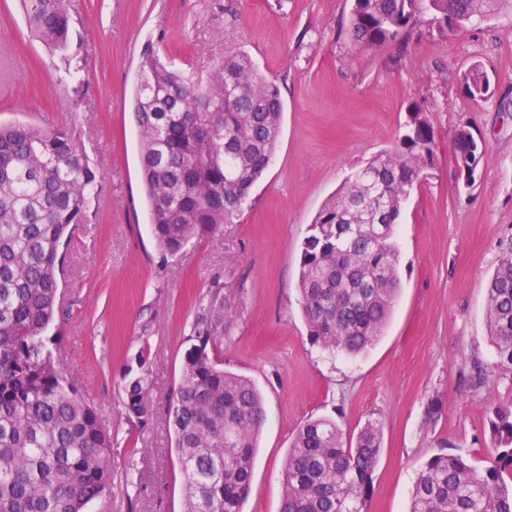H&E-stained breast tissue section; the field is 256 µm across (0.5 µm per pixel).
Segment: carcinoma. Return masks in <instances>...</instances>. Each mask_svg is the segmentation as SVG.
Masks as SVG:
<instances>
[{"mask_svg": "<svg viewBox=\"0 0 512 512\" xmlns=\"http://www.w3.org/2000/svg\"><path fill=\"white\" fill-rule=\"evenodd\" d=\"M31 33L58 57L60 79L85 83L73 51L69 0H19ZM509 0H351L349 32L363 51L395 42L425 16L443 34L488 18ZM134 95L142 179L157 248L177 254L230 224L271 165L283 103L245 51L224 54L206 79H192L151 50ZM466 95L485 99L491 79L475 62L462 74ZM434 135L421 107L392 151L370 158L310 224L298 292L311 341L356 355L383 335L399 290L391 242L412 190L435 166ZM485 150L471 131L455 135L463 185ZM100 186L85 144L70 127L0 124V512H86L112 491V437L97 409L63 376L46 349L59 289L58 253ZM229 311L197 331L184 357L171 409L184 476L185 512H243L264 424L261 393L224 370L217 355ZM494 373L512 377V242L487 285ZM150 369L125 385L124 407L150 417ZM496 455L483 467L436 453L423 464L410 512H512V409L489 418ZM382 445L378 422L345 439L335 423L308 421L293 436L283 469L280 512H361Z\"/></svg>", "mask_w": 512, "mask_h": 512, "instance_id": "1", "label": "carcinoma"}]
</instances>
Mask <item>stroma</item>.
<instances>
[{"instance_id":"1","label":"stroma","mask_w":512,"mask_h":512,"mask_svg":"<svg viewBox=\"0 0 512 512\" xmlns=\"http://www.w3.org/2000/svg\"><path fill=\"white\" fill-rule=\"evenodd\" d=\"M350 0H72L87 82L73 92L0 0V123L76 128L102 178L89 223L64 258L49 330L67 377L112 434V492L88 512H183V475L169 412L186 351L211 300L232 325L227 370L264 397L243 512H279L282 470L311 418L352 437L382 427V452L362 512H408L423 463L444 452L483 466L489 409L512 407V379L472 386L492 367L487 283L512 244V12L443 36L430 22L373 52L348 33ZM207 77L226 51L249 52L284 104L274 161L233 223L159 252L141 180L133 92L145 49ZM482 63L488 99L470 100L463 72ZM429 117L435 167L396 227L400 292L375 346L349 357L313 344L298 302L302 243L322 205L372 156L393 149L411 105ZM469 127L485 149L470 187L457 179L454 137ZM147 355L151 416L125 413L124 375ZM442 412L429 417L431 403Z\"/></svg>"}]
</instances>
